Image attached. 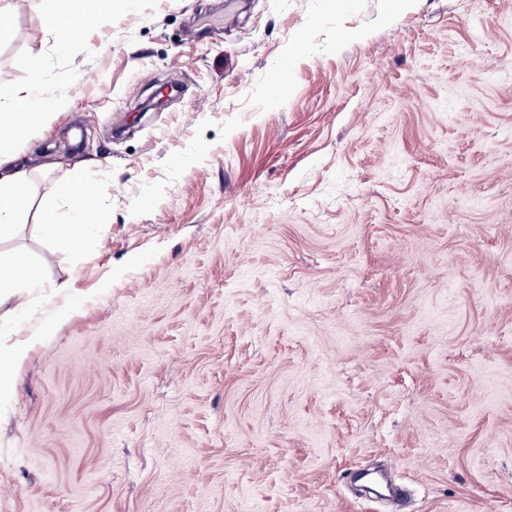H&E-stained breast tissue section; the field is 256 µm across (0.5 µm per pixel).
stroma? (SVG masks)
<instances>
[{
  "label": "stroma",
  "instance_id": "obj_1",
  "mask_svg": "<svg viewBox=\"0 0 512 512\" xmlns=\"http://www.w3.org/2000/svg\"><path fill=\"white\" fill-rule=\"evenodd\" d=\"M7 3L0 99L65 106L0 244L53 299L0 302V512H391L374 467L512 512V0H83L65 45ZM79 175L104 241L48 254Z\"/></svg>",
  "mask_w": 512,
  "mask_h": 512
}]
</instances>
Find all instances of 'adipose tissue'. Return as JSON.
I'll use <instances>...</instances> for the list:
<instances>
[{
	"label": "adipose tissue",
	"instance_id": "1",
	"mask_svg": "<svg viewBox=\"0 0 512 512\" xmlns=\"http://www.w3.org/2000/svg\"><path fill=\"white\" fill-rule=\"evenodd\" d=\"M52 117L49 103L33 88L0 102V242L19 232L30 203V172L15 164L17 143ZM105 192V186L94 181H77L64 190L69 221L60 224L48 214L37 226L51 250L90 255L99 249L106 227L94 221L90 201ZM38 278V270L27 256L0 255V302L12 298L20 308H30L24 291Z\"/></svg>",
	"mask_w": 512,
	"mask_h": 512
}]
</instances>
